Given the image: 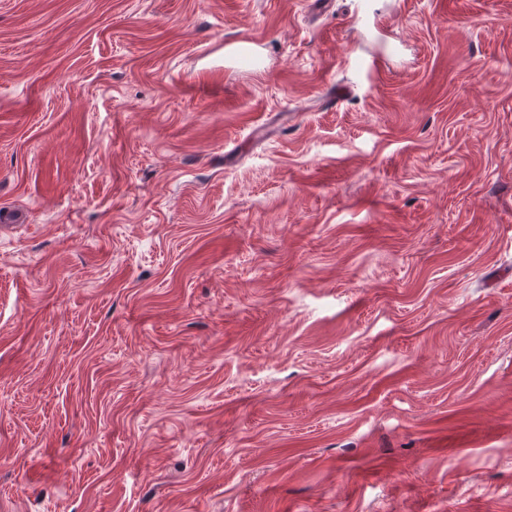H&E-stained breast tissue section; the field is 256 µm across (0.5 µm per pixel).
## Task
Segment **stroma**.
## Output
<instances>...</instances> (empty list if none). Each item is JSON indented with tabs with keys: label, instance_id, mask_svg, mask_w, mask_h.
<instances>
[{
	"label": "stroma",
	"instance_id": "35a3bbf8",
	"mask_svg": "<svg viewBox=\"0 0 512 512\" xmlns=\"http://www.w3.org/2000/svg\"><path fill=\"white\" fill-rule=\"evenodd\" d=\"M7 211L0 512H512V0H0Z\"/></svg>",
	"mask_w": 512,
	"mask_h": 512
}]
</instances>
